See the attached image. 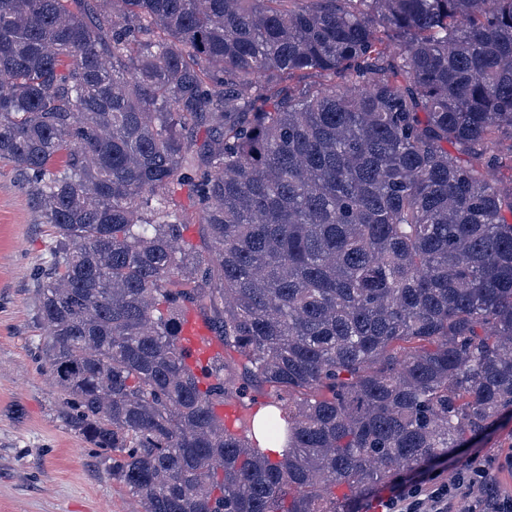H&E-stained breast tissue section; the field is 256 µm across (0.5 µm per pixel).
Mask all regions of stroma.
<instances>
[{"mask_svg": "<svg viewBox=\"0 0 512 512\" xmlns=\"http://www.w3.org/2000/svg\"><path fill=\"white\" fill-rule=\"evenodd\" d=\"M11 168L0 167V512H131L105 451L76 430L40 359L45 336L34 290L54 230ZM491 490L512 493V413L475 445Z\"/></svg>", "mask_w": 512, "mask_h": 512, "instance_id": "obj_1", "label": "stroma"}]
</instances>
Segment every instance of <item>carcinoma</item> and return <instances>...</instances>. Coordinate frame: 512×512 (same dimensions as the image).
<instances>
[{
    "mask_svg": "<svg viewBox=\"0 0 512 512\" xmlns=\"http://www.w3.org/2000/svg\"><path fill=\"white\" fill-rule=\"evenodd\" d=\"M107 2L0 0V163L134 512H349L512 413V0ZM190 308L238 362L188 365ZM258 384L283 457L217 414Z\"/></svg>",
    "mask_w": 512,
    "mask_h": 512,
    "instance_id": "obj_1",
    "label": "carcinoma"
}]
</instances>
